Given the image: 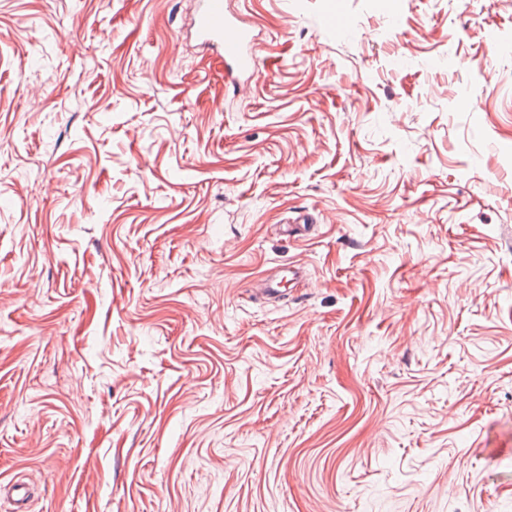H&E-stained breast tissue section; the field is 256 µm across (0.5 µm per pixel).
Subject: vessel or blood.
Listing matches in <instances>:
<instances>
[{
    "instance_id": "obj_1",
    "label": "vessel or blood",
    "mask_w": 512,
    "mask_h": 512,
    "mask_svg": "<svg viewBox=\"0 0 512 512\" xmlns=\"http://www.w3.org/2000/svg\"><path fill=\"white\" fill-rule=\"evenodd\" d=\"M189 30L198 44L217 54L224 65V84L233 95L245 94V82L259 45L254 29L233 14L227 0H196Z\"/></svg>"
}]
</instances>
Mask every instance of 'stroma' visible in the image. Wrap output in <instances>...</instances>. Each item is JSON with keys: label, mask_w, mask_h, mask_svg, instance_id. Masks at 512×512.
I'll list each match as a JSON object with an SVG mask.
<instances>
[{"label": "stroma", "mask_w": 512, "mask_h": 512, "mask_svg": "<svg viewBox=\"0 0 512 512\" xmlns=\"http://www.w3.org/2000/svg\"><path fill=\"white\" fill-rule=\"evenodd\" d=\"M192 3L0 0V485L512 512V0ZM198 44L212 50L224 63V84L234 96L244 95L259 45L254 29L228 9L224 0H197L189 24Z\"/></svg>", "instance_id": "35a3bbf8"}]
</instances>
